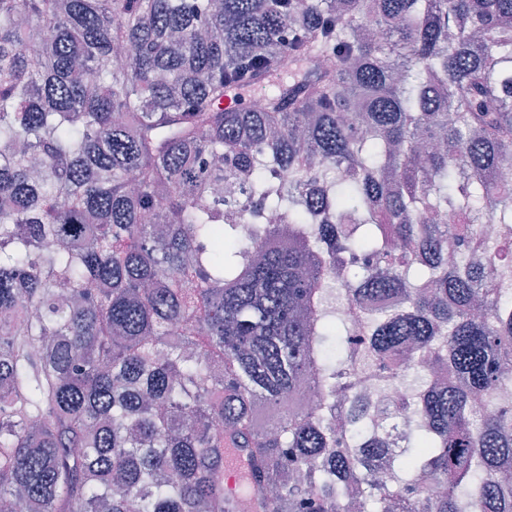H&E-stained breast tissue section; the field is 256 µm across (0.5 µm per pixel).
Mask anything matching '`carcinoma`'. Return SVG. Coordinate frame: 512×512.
<instances>
[{
    "label": "carcinoma",
    "mask_w": 512,
    "mask_h": 512,
    "mask_svg": "<svg viewBox=\"0 0 512 512\" xmlns=\"http://www.w3.org/2000/svg\"><path fill=\"white\" fill-rule=\"evenodd\" d=\"M509 170L512 0H0V512H512ZM358 389L362 397L366 398L368 404L378 408H388L394 416L396 423V434H390L387 437V448H396L398 442V434L402 433L410 424H412L416 416L410 410L403 407V401L406 396V390L401 384L392 386L383 385L381 383H371L363 376L360 377Z\"/></svg>",
    "instance_id": "1"
}]
</instances>
